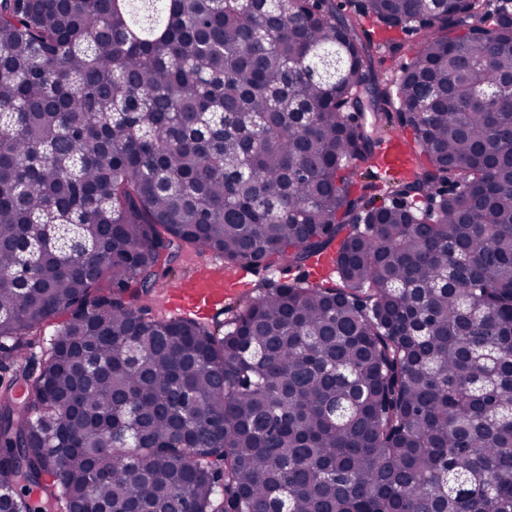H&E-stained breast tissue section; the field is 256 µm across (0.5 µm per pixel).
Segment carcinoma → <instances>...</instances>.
<instances>
[{"mask_svg": "<svg viewBox=\"0 0 512 512\" xmlns=\"http://www.w3.org/2000/svg\"><path fill=\"white\" fill-rule=\"evenodd\" d=\"M244 3L0 0V341L68 315L0 389V512H512V14ZM186 247L336 282L221 335L145 304ZM381 161L377 171L376 177L380 181H385L395 171L402 170L406 165V154L403 142L400 138H393L381 149ZM64 320L65 316H60L51 320L48 323L43 332V342L40 341V343H37L35 345H29L27 343H24L25 340H22L20 342L21 349H23L28 358L27 360H23V362L26 363L30 368H33L34 371H39L40 368L43 366L45 354L48 349V344L46 342L51 338V336L55 335V333L58 330L59 324Z\"/></svg>", "mask_w": 512, "mask_h": 512, "instance_id": "1", "label": "carcinoma"}]
</instances>
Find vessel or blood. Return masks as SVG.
<instances>
[{"instance_id":"1","label":"vessel or blood","mask_w":512,"mask_h":512,"mask_svg":"<svg viewBox=\"0 0 512 512\" xmlns=\"http://www.w3.org/2000/svg\"><path fill=\"white\" fill-rule=\"evenodd\" d=\"M406 164V154L401 139L386 142L381 149V161L376 171L379 180H386ZM166 306L178 316L203 317L224 306V270L212 261L203 259L195 274L176 287L167 289Z\"/></svg>"}]
</instances>
